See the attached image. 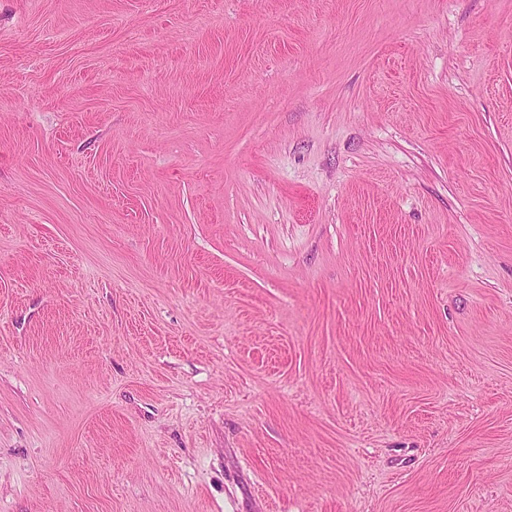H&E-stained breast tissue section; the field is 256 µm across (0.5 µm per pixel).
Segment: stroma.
<instances>
[{
    "label": "stroma",
    "instance_id": "stroma-1",
    "mask_svg": "<svg viewBox=\"0 0 512 512\" xmlns=\"http://www.w3.org/2000/svg\"><path fill=\"white\" fill-rule=\"evenodd\" d=\"M0 512H512V0H0Z\"/></svg>",
    "mask_w": 512,
    "mask_h": 512
}]
</instances>
